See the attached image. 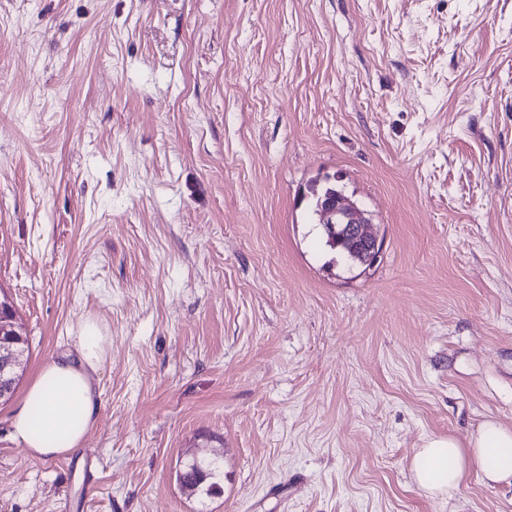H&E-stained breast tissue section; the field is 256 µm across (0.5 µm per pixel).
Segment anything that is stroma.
Masks as SVG:
<instances>
[{
	"label": "stroma",
	"instance_id": "obj_1",
	"mask_svg": "<svg viewBox=\"0 0 512 512\" xmlns=\"http://www.w3.org/2000/svg\"><path fill=\"white\" fill-rule=\"evenodd\" d=\"M327 174L371 269L302 198ZM0 290V512H512L408 467L512 427V0H0ZM87 320L96 424L32 456L11 418ZM320 224L335 229L337 224H347L352 240L360 244L366 264L377 263L382 253V242L374 231L373 215L358 202L340 192L327 193L318 203ZM6 294L0 293V402L12 396L24 351V325L14 314ZM205 472L207 478L203 481L199 472ZM224 471L221 462L216 458H202L188 463L179 476L182 487L196 495H212L221 489Z\"/></svg>",
	"mask_w": 512,
	"mask_h": 512
}]
</instances>
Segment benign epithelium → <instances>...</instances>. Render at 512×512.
Masks as SVG:
<instances>
[{
    "instance_id": "1",
    "label": "benign epithelium",
    "mask_w": 512,
    "mask_h": 512,
    "mask_svg": "<svg viewBox=\"0 0 512 512\" xmlns=\"http://www.w3.org/2000/svg\"><path fill=\"white\" fill-rule=\"evenodd\" d=\"M319 221L336 228L338 224L348 225L352 240L363 249L366 263H377L382 253V242L374 231L373 215L358 202L337 192L320 197L318 203ZM24 325L14 314L6 294L0 293V402L12 396L18 378L24 351Z\"/></svg>"
}]
</instances>
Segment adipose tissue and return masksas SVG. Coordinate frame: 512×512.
Returning a JSON list of instances; mask_svg holds the SVG:
<instances>
[{"instance_id": "adipose-tissue-1", "label": "adipose tissue", "mask_w": 512, "mask_h": 512, "mask_svg": "<svg viewBox=\"0 0 512 512\" xmlns=\"http://www.w3.org/2000/svg\"><path fill=\"white\" fill-rule=\"evenodd\" d=\"M105 339L85 321L67 350L39 370L11 419V434L29 454L59 458L77 452L99 411L97 374ZM419 488L429 496H455L469 468L484 482L512 480V428L484 420L467 443L454 436L427 437L409 462Z\"/></svg>"}]
</instances>
